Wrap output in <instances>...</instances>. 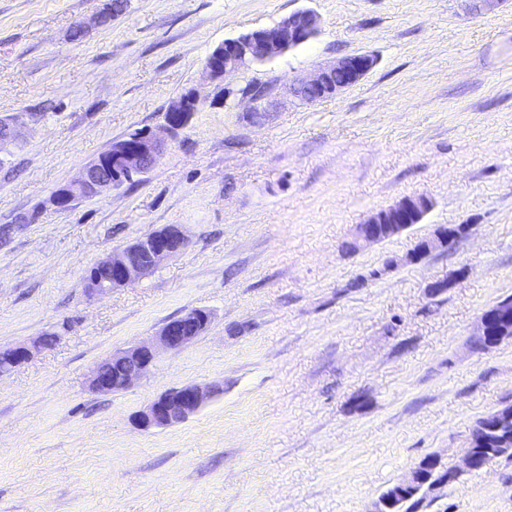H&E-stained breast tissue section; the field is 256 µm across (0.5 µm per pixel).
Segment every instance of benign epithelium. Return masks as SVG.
<instances>
[{
    "label": "benign epithelium",
    "mask_w": 512,
    "mask_h": 512,
    "mask_svg": "<svg viewBox=\"0 0 512 512\" xmlns=\"http://www.w3.org/2000/svg\"><path fill=\"white\" fill-rule=\"evenodd\" d=\"M319 16L310 10H298L281 19L272 26L250 30L239 36L226 39L216 46L207 56L204 69L212 79H220L227 74L262 62L291 50L315 37L319 32ZM374 66V58L368 54H354L320 67L309 76L297 79L290 84V91L301 104H313L321 99L334 97L352 86L365 76ZM346 68L348 81L338 83L334 80L336 71ZM198 104L196 90L190 89L174 99L164 112V123L157 128L141 129L112 150V159L98 156L83 167L78 177L57 189L50 195L51 204L58 210L69 208L78 200L79 194L88 192L97 196L107 190L117 189L133 177L146 173L165 151L168 141L175 138L179 131L190 122ZM432 207V200L426 195L405 196L394 204L372 213L364 223L356 225L353 240L349 245L353 251L383 240L381 225L391 218L390 232L396 235L410 226L405 221L413 216L414 223H420ZM469 224H459L433 234L416 242L405 256L407 263H418L421 256L433 251L449 248L459 234H467ZM187 239L177 226L170 225L163 232H152L127 246L112 250L96 267L102 275L92 277L85 282L91 293L106 292L132 283L158 266L162 261L181 252ZM512 302H499L485 310L478 317L477 336L489 334V325L494 316L507 309ZM192 325L203 332L210 325V315L201 309H191L180 318L164 325L156 342L143 344L112 355L119 361V371L112 376L105 375L95 368L90 384L93 390L104 393L123 390L135 381L146 376L153 367L160 351L178 350L190 343L194 336L186 330ZM45 347L41 340L32 345H20L9 349L11 360L0 363V376L9 374L27 363L34 350ZM220 392L217 386L187 384L171 389L154 399L146 410L134 416V422L144 430L165 428L181 423L196 413L204 402ZM493 459L480 461L472 448L465 450L462 466L448 469L447 475L434 482L419 483V471L428 466H438L440 460L435 455L428 456L410 472L409 476L398 482L403 489L418 487V493L425 499L436 491L458 480L462 471H479L487 468Z\"/></svg>",
    "instance_id": "7a95c632"
}]
</instances>
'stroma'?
<instances>
[{
	"label": "stroma",
	"mask_w": 512,
	"mask_h": 512,
	"mask_svg": "<svg viewBox=\"0 0 512 512\" xmlns=\"http://www.w3.org/2000/svg\"><path fill=\"white\" fill-rule=\"evenodd\" d=\"M476 3L129 0L97 28L101 0H0V120L17 130L0 152V349L58 335L0 377V512H367L425 456L461 464L476 421L512 404V339L470 346L512 296V0ZM300 9L316 37L209 78L217 45ZM359 53L376 63L338 96H291L292 79ZM191 88L190 124L147 173L49 204ZM417 194L433 202L421 223L342 252ZM172 224L183 251L86 294L91 265ZM455 224L471 232L451 251L404 263ZM195 308L212 324L189 344L124 390L90 388L101 361ZM188 383L223 391L181 424L133 425ZM416 512H512V458Z\"/></svg>",
	"instance_id": "obj_1"
}]
</instances>
